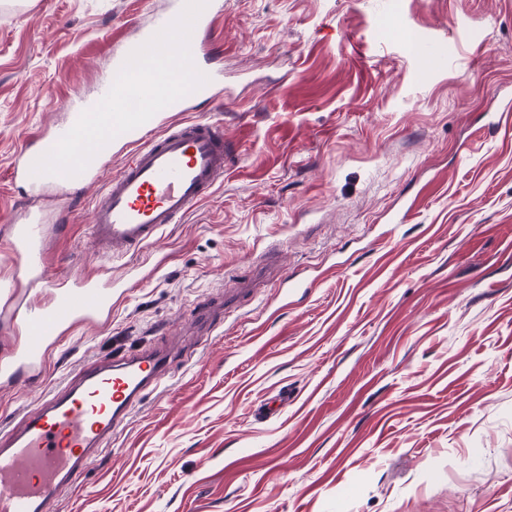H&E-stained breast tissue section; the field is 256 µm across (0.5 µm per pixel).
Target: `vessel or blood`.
Segmentation results:
<instances>
[{
  "instance_id": "1",
  "label": "vessel or blood",
  "mask_w": 512,
  "mask_h": 512,
  "mask_svg": "<svg viewBox=\"0 0 512 512\" xmlns=\"http://www.w3.org/2000/svg\"><path fill=\"white\" fill-rule=\"evenodd\" d=\"M216 0H166L149 27L139 29L112 61V79L89 102L75 105L66 125L28 140L11 177L34 191L96 181L117 144L130 152L93 208L89 244L104 259L153 244L205 198L224 176V134L214 124L166 122L189 98H214L223 81L210 49ZM430 67L447 64V43L417 46ZM110 109L109 121L99 119ZM6 232L28 285L52 292L27 307L18 328L22 344L0 360V384L39 373L45 357L73 326L112 314V275L101 270L73 280L45 275L41 218L21 212ZM169 357L158 349L82 367L49 391L18 423L0 429V512H49L62 492H77L133 409L166 375Z\"/></svg>"
}]
</instances>
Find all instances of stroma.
I'll return each instance as SVG.
<instances>
[{
  "label": "stroma",
  "instance_id": "stroma-1",
  "mask_svg": "<svg viewBox=\"0 0 512 512\" xmlns=\"http://www.w3.org/2000/svg\"><path fill=\"white\" fill-rule=\"evenodd\" d=\"M219 2L224 90L179 118L223 128L224 179L106 262L86 229L124 154L54 197L10 169L159 0H0V278L48 299L2 232L22 204L48 275L108 267L115 298L0 386V428L83 364L163 348L168 378L53 512H512V0ZM415 38L458 50L432 71Z\"/></svg>",
  "mask_w": 512,
  "mask_h": 512
}]
</instances>
